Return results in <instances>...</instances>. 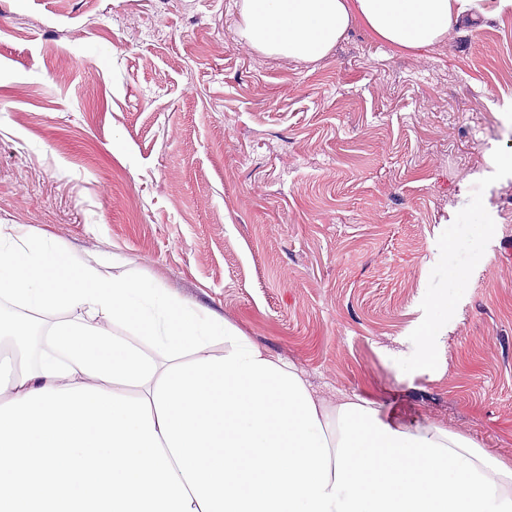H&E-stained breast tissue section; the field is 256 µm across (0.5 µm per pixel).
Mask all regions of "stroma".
I'll return each instance as SVG.
<instances>
[{"label":"stroma","mask_w":512,"mask_h":512,"mask_svg":"<svg viewBox=\"0 0 512 512\" xmlns=\"http://www.w3.org/2000/svg\"><path fill=\"white\" fill-rule=\"evenodd\" d=\"M234 0H0V224L195 301L322 398L512 458V11L410 50L259 53ZM492 221L476 250L472 200ZM467 286L448 318L431 299ZM432 336L424 356L419 338ZM466 287V279L458 271H450L448 274V289L441 296L436 297L430 304V308L437 319L448 315L456 296Z\"/></svg>","instance_id":"stroma-1"}]
</instances>
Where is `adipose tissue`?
<instances>
[{
	"label": "adipose tissue",
	"mask_w": 512,
	"mask_h": 512,
	"mask_svg": "<svg viewBox=\"0 0 512 512\" xmlns=\"http://www.w3.org/2000/svg\"><path fill=\"white\" fill-rule=\"evenodd\" d=\"M512 0H240L238 34L315 62L362 18L443 43ZM0 512H512V462L376 403L316 399L215 311L0 224Z\"/></svg>",
	"instance_id": "ef3b65f1"
}]
</instances>
